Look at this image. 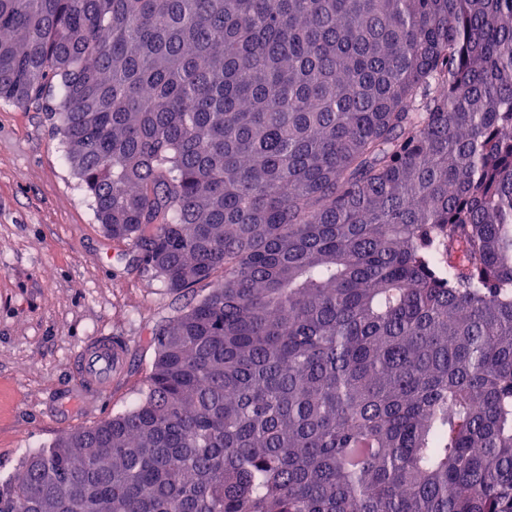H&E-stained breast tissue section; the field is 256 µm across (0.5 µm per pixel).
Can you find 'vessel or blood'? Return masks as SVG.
<instances>
[{"label":"vessel or blood","mask_w":512,"mask_h":512,"mask_svg":"<svg viewBox=\"0 0 512 512\" xmlns=\"http://www.w3.org/2000/svg\"><path fill=\"white\" fill-rule=\"evenodd\" d=\"M79 380L71 393L76 397L102 396L111 392L112 382L125 366L124 350L111 337L96 336L80 345L75 353Z\"/></svg>","instance_id":"1"}]
</instances>
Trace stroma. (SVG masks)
I'll list each match as a JSON object with an SVG mask.
<instances>
[{"label": "stroma", "mask_w": 512, "mask_h": 512, "mask_svg": "<svg viewBox=\"0 0 512 512\" xmlns=\"http://www.w3.org/2000/svg\"><path fill=\"white\" fill-rule=\"evenodd\" d=\"M0 472L68 432L56 417L74 386V351L94 336L124 337L129 356L96 411L71 413L90 426L121 409L153 357L147 338L172 294L140 277L112 249L92 200L63 158L43 112L0 101ZM25 372H18V364Z\"/></svg>", "instance_id": "stroma-1"}]
</instances>
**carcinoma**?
<instances>
[{"label": "carcinoma", "mask_w": 512, "mask_h": 512, "mask_svg": "<svg viewBox=\"0 0 512 512\" xmlns=\"http://www.w3.org/2000/svg\"><path fill=\"white\" fill-rule=\"evenodd\" d=\"M0 101L207 288L0 512H512V0H0Z\"/></svg>", "instance_id": "obj_1"}]
</instances>
